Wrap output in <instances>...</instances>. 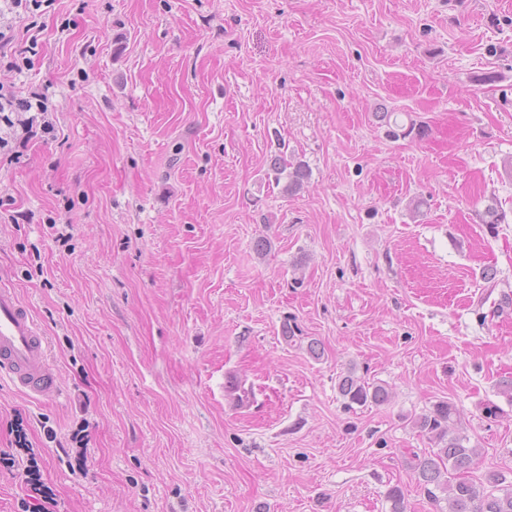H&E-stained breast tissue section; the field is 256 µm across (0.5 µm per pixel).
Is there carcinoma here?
I'll return each instance as SVG.
<instances>
[{
	"label": "carcinoma",
	"mask_w": 512,
	"mask_h": 512,
	"mask_svg": "<svg viewBox=\"0 0 512 512\" xmlns=\"http://www.w3.org/2000/svg\"><path fill=\"white\" fill-rule=\"evenodd\" d=\"M388 135L394 139L415 136L422 138L425 129L411 123L388 125ZM276 175H286L283 190L289 194L299 192L309 172L301 162L285 159L275 167ZM338 391L349 410L388 400L389 392L382 385H374L350 372L339 378ZM455 406L448 401L433 405L429 412L415 421L420 432L433 442L437 449L418 463L419 486L430 503L439 512H512V487L506 477L498 472L488 473L476 481L469 472L479 461V449L470 445L467 436L451 430Z\"/></svg>",
	"instance_id": "obj_1"
}]
</instances>
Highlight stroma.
I'll return each mask as SVG.
<instances>
[{
	"mask_svg": "<svg viewBox=\"0 0 512 512\" xmlns=\"http://www.w3.org/2000/svg\"><path fill=\"white\" fill-rule=\"evenodd\" d=\"M31 33L0 82L54 129L0 155V281L59 392L0 383V512H435L441 400L512 483V0H57ZM351 371L388 402L346 411ZM287 169H291V171H287ZM275 171V179L278 183L281 179L280 175L286 172L287 182L284 185L283 190L288 194H295L299 192L303 188L305 181L309 178V172L306 165L300 161L294 164L291 162L288 163L285 159H281L278 162V166L275 167Z\"/></svg>",
	"mask_w": 512,
	"mask_h": 512,
	"instance_id": "stroma-1",
	"label": "stroma"
}]
</instances>
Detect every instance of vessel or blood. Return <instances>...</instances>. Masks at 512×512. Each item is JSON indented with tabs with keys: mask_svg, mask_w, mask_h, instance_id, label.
I'll return each mask as SVG.
<instances>
[{
	"mask_svg": "<svg viewBox=\"0 0 512 512\" xmlns=\"http://www.w3.org/2000/svg\"><path fill=\"white\" fill-rule=\"evenodd\" d=\"M0 378L15 391L40 398L56 392L49 342L16 289L0 283Z\"/></svg>",
	"mask_w": 512,
	"mask_h": 512,
	"instance_id": "obj_1",
	"label": "vessel or blood"
}]
</instances>
